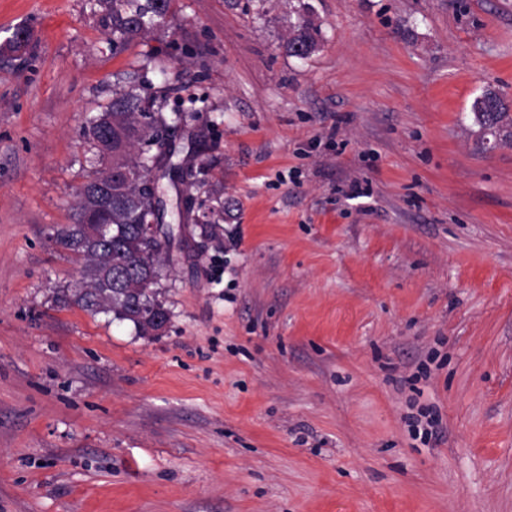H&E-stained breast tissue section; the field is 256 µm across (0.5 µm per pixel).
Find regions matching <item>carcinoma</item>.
Here are the masks:
<instances>
[{
    "label": "carcinoma",
    "instance_id": "obj_1",
    "mask_svg": "<svg viewBox=\"0 0 512 512\" xmlns=\"http://www.w3.org/2000/svg\"><path fill=\"white\" fill-rule=\"evenodd\" d=\"M171 0H89L91 12L110 36L112 48L125 49L169 23ZM295 21L285 49L288 55L306 57L318 44V27L307 0H295ZM482 97L488 108H472L480 130L500 141H512V113L503 97L486 90ZM197 118L191 108L178 104L172 116L162 112L156 98L143 96L138 89L118 90L109 108L89 118L84 135L96 150L100 164L112 167V203L104 199L107 170L86 174L78 191L75 221L67 225L71 254L81 261V278L87 288L65 296L87 313L106 314L112 320L133 325L140 336L152 335L155 320H169V312L159 300L157 285L168 261L174 228L157 237L142 230L143 219L152 207L151 184L154 162L146 146L163 140L181 124ZM224 220V202L202 213V230L213 233ZM112 225V240L102 243L89 235V225Z\"/></svg>",
    "mask_w": 512,
    "mask_h": 512
}]
</instances>
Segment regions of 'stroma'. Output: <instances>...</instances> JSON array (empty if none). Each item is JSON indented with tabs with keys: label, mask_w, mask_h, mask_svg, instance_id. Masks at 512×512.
Here are the masks:
<instances>
[{
	"label": "stroma",
	"mask_w": 512,
	"mask_h": 512,
	"mask_svg": "<svg viewBox=\"0 0 512 512\" xmlns=\"http://www.w3.org/2000/svg\"><path fill=\"white\" fill-rule=\"evenodd\" d=\"M309 2L297 58L286 0L120 52L88 0H0V512H512V143L471 111L512 105V0ZM131 81L194 99L174 160L225 208L151 337L59 302L53 241ZM295 2L297 4H293L291 8L296 17L295 21L291 23L285 49L288 55L303 58L316 49L319 29L311 18L312 8L308 1L295 0Z\"/></svg>",
	"instance_id": "stroma-1"
}]
</instances>
